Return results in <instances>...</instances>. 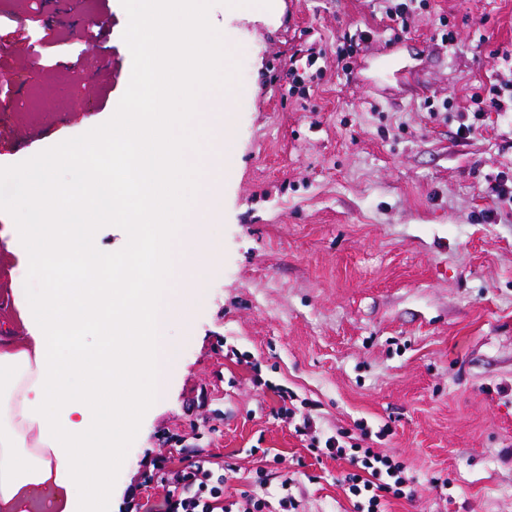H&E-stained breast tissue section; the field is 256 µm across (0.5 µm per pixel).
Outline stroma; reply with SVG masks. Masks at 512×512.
<instances>
[{
	"instance_id": "obj_1",
	"label": "stroma",
	"mask_w": 512,
	"mask_h": 512,
	"mask_svg": "<svg viewBox=\"0 0 512 512\" xmlns=\"http://www.w3.org/2000/svg\"><path fill=\"white\" fill-rule=\"evenodd\" d=\"M204 0L231 60L235 146L182 365L113 473L112 512L160 456L214 455L224 498L257 470L290 479L298 512H352L348 461L315 458L295 427L344 430L404 464L414 499L387 512H512V0ZM129 0H0V179L112 125L141 58ZM107 32L88 40L89 20ZM500 106L473 121L479 87ZM477 128L459 137L460 123ZM494 216H487V209ZM26 206L0 200L16 252ZM0 338L25 330L5 290ZM288 388L291 400L275 396Z\"/></svg>"
}]
</instances>
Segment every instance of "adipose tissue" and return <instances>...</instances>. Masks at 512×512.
Segmentation results:
<instances>
[{
  "instance_id": "obj_1",
  "label": "adipose tissue",
  "mask_w": 512,
  "mask_h": 512,
  "mask_svg": "<svg viewBox=\"0 0 512 512\" xmlns=\"http://www.w3.org/2000/svg\"><path fill=\"white\" fill-rule=\"evenodd\" d=\"M132 47L142 54L136 95L102 131L87 126L69 152L42 158L17 176L18 198L34 211L25 225L20 269L31 285L13 289L26 335L0 344V512H20L31 496L52 512H109L112 474L144 411L166 392L188 324L204 299L202 283L222 260L209 224L224 208L217 161L232 148L228 66L223 44L202 37L201 0H130ZM224 113L202 130L201 162L189 169L178 142L196 105ZM111 141L121 175L103 178L87 160ZM79 161V188L104 196L103 221L124 225L118 254L97 250L94 227L66 223L55 169ZM193 201L195 223L177 222ZM74 272L70 284L45 279L50 260Z\"/></svg>"
}]
</instances>
